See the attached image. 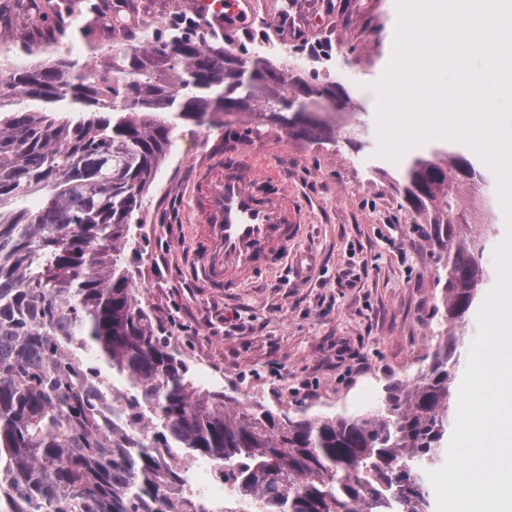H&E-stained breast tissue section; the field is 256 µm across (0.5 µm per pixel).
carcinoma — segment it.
<instances>
[{"label":"carcinoma","instance_id":"1","mask_svg":"<svg viewBox=\"0 0 512 512\" xmlns=\"http://www.w3.org/2000/svg\"><path fill=\"white\" fill-rule=\"evenodd\" d=\"M97 62L16 65L0 86V512H427L423 474L448 441L455 342L387 387L364 415L281 417L199 389L158 336L128 274L123 240L178 120L224 124L260 109L288 130L336 142L300 99L330 96L224 47V28ZM69 116L55 118L56 111ZM482 178L445 149L405 169V201L446 254L442 316L463 318L485 274L458 240V191ZM209 460L234 494L218 508L184 492L168 457Z\"/></svg>","mask_w":512,"mask_h":512}]
</instances>
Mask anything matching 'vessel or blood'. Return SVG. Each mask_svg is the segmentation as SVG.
Instances as JSON below:
<instances>
[{"label":"vessel or blood","mask_w":512,"mask_h":512,"mask_svg":"<svg viewBox=\"0 0 512 512\" xmlns=\"http://www.w3.org/2000/svg\"><path fill=\"white\" fill-rule=\"evenodd\" d=\"M192 11L219 25L247 26L254 0H192ZM259 179L228 166L210 177L202 207L207 242L201 276L212 287L238 288L255 270L279 267L302 233L301 213L287 193L261 194Z\"/></svg>","instance_id":"1"}]
</instances>
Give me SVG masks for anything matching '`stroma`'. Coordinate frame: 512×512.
Wrapping results in <instances>:
<instances>
[{"label":"stroma","mask_w":512,"mask_h":512,"mask_svg":"<svg viewBox=\"0 0 512 512\" xmlns=\"http://www.w3.org/2000/svg\"><path fill=\"white\" fill-rule=\"evenodd\" d=\"M38 2V10L26 11L18 0H0V70L23 61L24 42L46 36L75 58L111 51L105 20L122 10L121 0H97L101 21L88 45L68 17L57 16L55 0ZM257 2L251 25L225 34V42L251 57L280 39L299 60L294 77L347 93L345 120L335 127V143L324 146L248 112L224 127L179 121L121 251L142 307L196 379L279 414L368 412L386 385L410 381L450 337L452 374L462 380L478 311L453 324L436 315L443 262L414 224L399 182L414 156L436 148L463 155L484 174L459 192L464 206L475 197L493 203L492 220L461 231L484 246L483 303L499 283L497 250L508 234L495 172L469 144L444 138L409 147L395 160L379 155L375 86L394 53L395 0ZM283 12L295 24L280 34L273 21ZM227 160L263 174L265 192L285 189L296 198L304 228L292 253L308 257L305 273L289 261L230 291L198 277L204 222L195 196L213 166Z\"/></svg>","instance_id":"35a3bbf8"}]
</instances>
